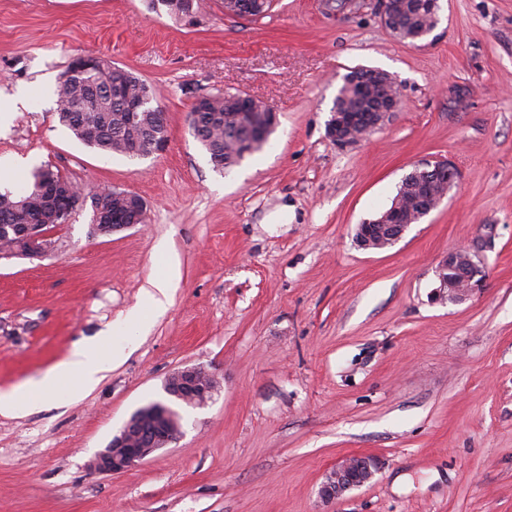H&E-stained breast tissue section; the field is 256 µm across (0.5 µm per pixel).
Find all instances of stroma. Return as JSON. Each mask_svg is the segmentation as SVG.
Listing matches in <instances>:
<instances>
[{
  "instance_id": "obj_1",
  "label": "stroma",
  "mask_w": 512,
  "mask_h": 512,
  "mask_svg": "<svg viewBox=\"0 0 512 512\" xmlns=\"http://www.w3.org/2000/svg\"><path fill=\"white\" fill-rule=\"evenodd\" d=\"M197 4L188 23L148 0H0L8 187L48 164L137 194L148 215L95 235L87 204L49 255L0 259L1 393L95 336L129 351L87 394L0 414V512H512V0H439L416 45L384 27L378 0H274L256 21L225 16L224 0ZM86 55L155 89L164 152L102 154L59 123L56 79ZM358 68L390 74L402 104L342 147L327 123ZM227 91L260 100L277 126L222 172L188 112ZM439 157L458 186L392 247H359L357 225ZM460 246L481 294L432 301L439 261ZM171 256L166 311L145 331L124 327ZM190 365L219 389L181 408L179 441L126 473H91ZM354 454L379 461L375 481L324 504L325 473Z\"/></svg>"
}]
</instances>
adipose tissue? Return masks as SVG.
<instances>
[{
  "label": "adipose tissue",
  "mask_w": 512,
  "mask_h": 512,
  "mask_svg": "<svg viewBox=\"0 0 512 512\" xmlns=\"http://www.w3.org/2000/svg\"><path fill=\"white\" fill-rule=\"evenodd\" d=\"M123 351L109 348L107 337L100 336L74 347L69 357L57 364L38 382L0 394V413L19 414L46 401L60 383H67L74 396L94 389L104 373L120 362Z\"/></svg>",
  "instance_id": "ef3b65f1"
}]
</instances>
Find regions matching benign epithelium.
<instances>
[{
    "instance_id": "benign-epithelium-1",
    "label": "benign epithelium",
    "mask_w": 512,
    "mask_h": 512,
    "mask_svg": "<svg viewBox=\"0 0 512 512\" xmlns=\"http://www.w3.org/2000/svg\"><path fill=\"white\" fill-rule=\"evenodd\" d=\"M269 0H224V14L251 20L268 10ZM373 79L385 83L388 95L367 103L369 111L350 112L335 109L327 124L328 137L340 146H352L365 140L372 132L383 127L401 104V93L392 77L383 71L373 73ZM439 176L448 186L458 182L459 173L446 159L427 160L407 174L404 180ZM58 196V214L69 221L79 204H71L70 193L64 184L55 185ZM426 191L425 205L414 215H404L393 206L381 212L377 218L357 225L356 241L365 250H384L402 238L410 225L421 221L435 210L445 195ZM116 206L109 209L101 205L95 209L94 224L98 232L112 233L142 223L147 206L138 196L127 190L112 189ZM20 236L27 245V252L40 257L50 249L51 232L45 224H24ZM438 286L432 298L451 304L464 303L482 290L483 275L465 247L448 252L436 271ZM218 379L202 366H186L172 372L165 380L164 392L170 399L182 401L191 407H202L213 397ZM162 404L137 409L123 424L112 440L89 462L96 473L120 474L141 464L154 452L177 441L181 429L171 426L161 411ZM379 472L378 462L368 456H349L333 467L324 477L318 490L325 503L339 500L347 492L374 481Z\"/></svg>"
}]
</instances>
